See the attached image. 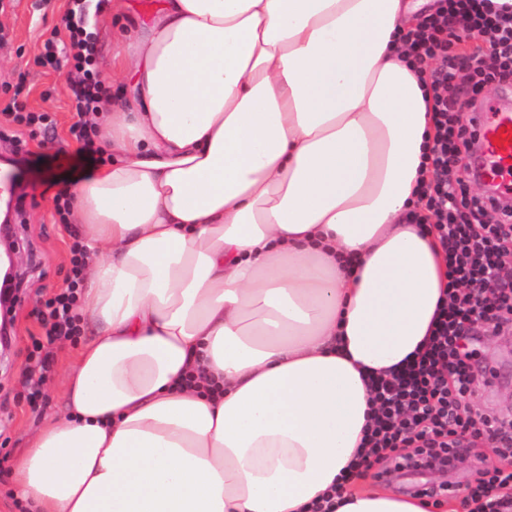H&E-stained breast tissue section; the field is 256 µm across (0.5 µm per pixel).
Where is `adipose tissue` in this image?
I'll use <instances>...</instances> for the list:
<instances>
[{"mask_svg": "<svg viewBox=\"0 0 512 512\" xmlns=\"http://www.w3.org/2000/svg\"><path fill=\"white\" fill-rule=\"evenodd\" d=\"M413 0H160L115 42L76 191L84 336L29 436L31 512H308L349 473L368 384L422 346L442 250L406 217L433 137ZM336 512H426L346 486Z\"/></svg>", "mask_w": 512, "mask_h": 512, "instance_id": "ef3b65f1", "label": "adipose tissue"}]
</instances>
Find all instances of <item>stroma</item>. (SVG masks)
I'll list each match as a JSON object with an SVG mask.
<instances>
[{"label": "stroma", "mask_w": 512, "mask_h": 512, "mask_svg": "<svg viewBox=\"0 0 512 512\" xmlns=\"http://www.w3.org/2000/svg\"><path fill=\"white\" fill-rule=\"evenodd\" d=\"M73 0H0V158L18 187L15 234L25 275L9 319V346L0 353V502L9 503L8 466L26 446L43 420L59 412L65 395L64 373L73 364L76 345L47 340V329L34 309L38 301L64 286L70 272L69 234L53 206L57 185L70 171L86 166L80 145L69 135L77 121L71 109V59L58 55L54 64L41 60L42 46L53 31L62 30ZM19 98L28 110L50 113L56 125L43 136L27 139L32 162L25 170L12 166L17 127L5 107ZM50 354L37 406L26 400L28 367L37 351ZM474 359L478 380L473 399L484 416L512 419V335L478 337Z\"/></svg>", "instance_id": "obj_1"}]
</instances>
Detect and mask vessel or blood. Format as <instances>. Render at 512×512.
<instances>
[{
    "label": "vessel or blood",
    "mask_w": 512,
    "mask_h": 512,
    "mask_svg": "<svg viewBox=\"0 0 512 512\" xmlns=\"http://www.w3.org/2000/svg\"><path fill=\"white\" fill-rule=\"evenodd\" d=\"M472 132L478 144L476 170L489 194L512 197V94L472 113Z\"/></svg>",
    "instance_id": "obj_1"
}]
</instances>
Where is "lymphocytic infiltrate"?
<instances>
[{
	"label": "lymphocytic infiltrate",
	"instance_id": "obj_1",
	"mask_svg": "<svg viewBox=\"0 0 512 512\" xmlns=\"http://www.w3.org/2000/svg\"><path fill=\"white\" fill-rule=\"evenodd\" d=\"M77 77L70 84L78 116L69 132L88 164L103 165L95 129L86 116L103 111L110 99L94 65L89 36L66 21ZM483 37L484 55L463 61L449 44L461 37ZM411 65L433 92L429 107L435 129L425 155L427 180L410 223L435 231L446 256L447 283L431 334L422 350L372 386L373 423L366 435L371 457L398 453L415 462L437 455L456 460L476 442L488 444L493 459H481L463 500L465 512H512V427L472 412L475 370L468 346L476 335L512 331V281L503 271L512 261V205L469 193L470 175L459 162L473 135L461 115L472 106L470 91L487 85L512 87V8L493 0H443L441 10L402 38ZM71 276L66 288L41 301L37 314L53 340H71L80 329L74 314L84 280L86 251L70 246Z\"/></svg>",
	"mask_w": 512,
	"mask_h": 512
}]
</instances>
